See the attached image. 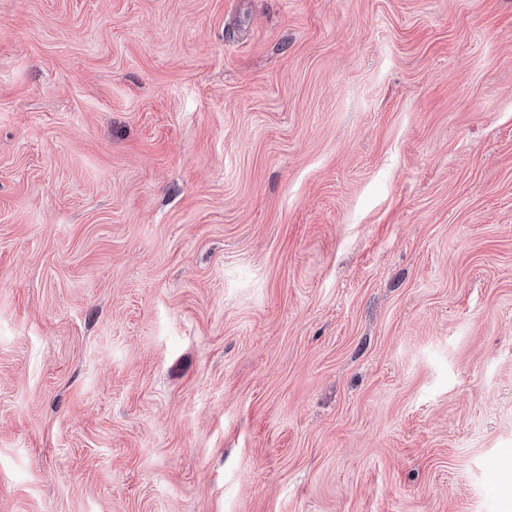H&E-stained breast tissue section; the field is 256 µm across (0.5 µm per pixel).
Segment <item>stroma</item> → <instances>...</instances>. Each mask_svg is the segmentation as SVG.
Returning <instances> with one entry per match:
<instances>
[{
  "label": "stroma",
  "mask_w": 512,
  "mask_h": 512,
  "mask_svg": "<svg viewBox=\"0 0 512 512\" xmlns=\"http://www.w3.org/2000/svg\"><path fill=\"white\" fill-rule=\"evenodd\" d=\"M512 0H0V512H512Z\"/></svg>",
  "instance_id": "35a3bbf8"
}]
</instances>
